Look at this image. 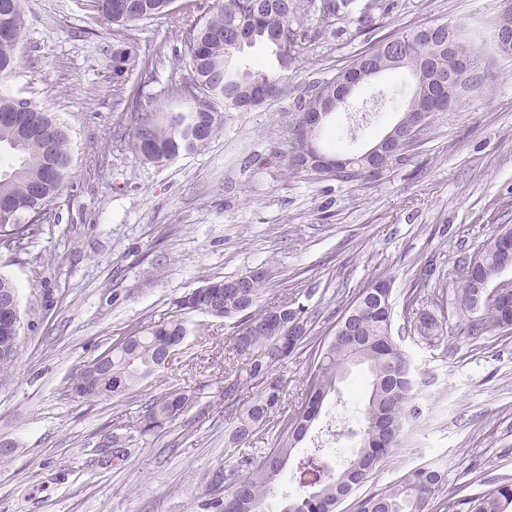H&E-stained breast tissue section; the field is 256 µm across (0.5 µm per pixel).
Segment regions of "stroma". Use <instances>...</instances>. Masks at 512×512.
I'll list each match as a JSON object with an SVG mask.
<instances>
[{
  "label": "stroma",
  "instance_id": "obj_1",
  "mask_svg": "<svg viewBox=\"0 0 512 512\" xmlns=\"http://www.w3.org/2000/svg\"><path fill=\"white\" fill-rule=\"evenodd\" d=\"M182 2L185 20L146 22L136 33L141 58L162 73L181 59L188 21L220 0ZM499 11V0H348L327 23L310 11L311 37L277 98L225 112L205 149L152 164L113 137L130 122L141 73L115 95L103 56L111 29L83 0H25L21 62L0 78V94L59 115L74 166L41 233L0 240V274L16 284L22 318L17 361L0 372V443L12 447L0 458V512H207L211 474L238 458L227 409L245 408L260 391L254 382L222 394L234 377L232 320L186 314L185 354L124 395L87 400L68 391L85 364L132 327L169 319L176 299L206 282L267 265L263 305L305 306L314 344L377 279H390L402 302L428 257L453 293L463 257L497 226L512 228V55L495 49ZM435 21L460 25L481 46L485 83L439 113L410 162L379 181L293 173L287 141L309 86L334 78L371 42ZM412 91L405 74L358 88L333 123L347 149L375 144ZM441 309L447 324L434 348L406 331L403 310L394 314L418 415L358 496L429 466L446 475L447 512H462L463 493L512 478V336L466 335L461 313ZM314 344L274 369L283 401L248 447L272 448L303 402ZM362 379L356 368L344 375L298 453L324 439L330 421L354 423L347 402ZM177 381L200 387L203 416L185 415L155 437L132 432ZM116 436L122 447H113Z\"/></svg>",
  "mask_w": 512,
  "mask_h": 512
}]
</instances>
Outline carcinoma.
Masks as SVG:
<instances>
[{"label": "carcinoma", "instance_id": "1", "mask_svg": "<svg viewBox=\"0 0 512 512\" xmlns=\"http://www.w3.org/2000/svg\"><path fill=\"white\" fill-rule=\"evenodd\" d=\"M98 18L112 27V49L103 51L112 70L115 90L123 89L130 72L138 66L136 24L170 16L174 0H89ZM311 0H222L204 20L189 25L183 65L170 70L167 95L180 103L178 110L158 112L136 103L134 127L125 147L148 163L172 162L183 154L206 147L224 127L219 106L248 110L279 89L288 71L298 61L300 44L307 34L300 16ZM252 30L251 44L262 43L275 54L278 69L267 71L242 64L238 48V26ZM23 32V0H0V76L19 66L17 47ZM444 37L435 43L421 41L408 29L387 36L358 55L337 77L318 82L298 103V114L321 112L336 99L337 79L351 78L357 69L372 65L380 74L397 72L414 75L420 60L429 57L428 81L448 78V51ZM13 112L15 120L0 122V148L10 159L0 169V211L9 209L14 223L0 219V237L20 241L36 235L44 210L57 198L67 178L72 158L64 126L31 99L17 101L0 96V113ZM325 126L308 128L297 119L292 128L288 167L305 172L310 167L309 143L320 154L333 155L322 144ZM349 165L360 174L339 175L344 181H378L386 172L400 167L391 156L366 159L363 154L345 153ZM464 277L456 288L453 305L469 315L465 329L473 335H512V288H493L491 283L503 270L512 268V230L490 235L482 247L463 259ZM435 274L434 264L425 263L414 287L403 300L410 332L419 341L436 346L444 334L445 317L416 308L422 290ZM269 271L252 272L209 281L193 296L175 301L178 311H198L216 318L240 317L232 336L231 354L236 362L235 378L224 386L231 395L246 380L264 384L253 402L239 413L233 442L244 444L254 429L270 420L280 409L284 386L271 378L275 367L301 350L310 338L311 319L307 309L288 301L264 308L261 298ZM391 281L380 279L364 289L339 316L334 333L324 339L314 357L315 366L306 383V399L269 451L255 456L243 451L237 465L220 469L210 479L216 512H265L266 497L275 479L287 467L297 445L304 440L319 417L329 395L336 392L350 358L357 355L366 367L363 423L358 430L336 432V439L356 440L354 453L331 468L321 449L296 465L310 470L314 479L300 483L303 493L284 496L280 512H336L373 476L391 452L399 447L404 423L416 416L412 405L414 382L411 365L392 334L393 302ZM187 336L186 322L179 315L158 324L131 331L95 359L92 368L81 369L70 384L81 398L121 395L161 369L162 358L181 345ZM18 331L0 326V370L13 366L17 357ZM201 388L173 384L147 406L130 428L141 436L158 435L168 424L193 409ZM445 474L434 467H418L388 488L357 500L354 512H439L448 509L441 498ZM468 512H512V479L503 478L482 494L464 500Z\"/></svg>", "mask_w": 512, "mask_h": 512}]
</instances>
